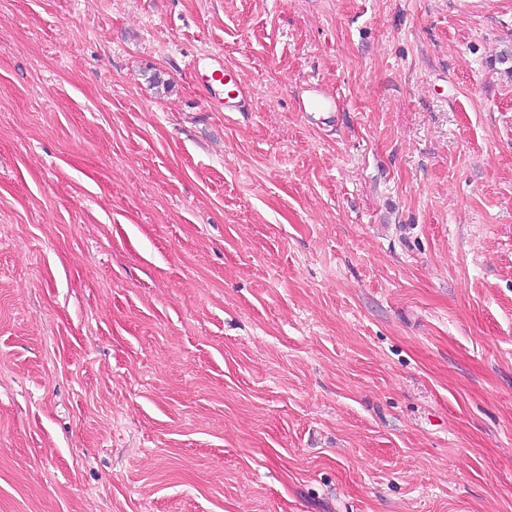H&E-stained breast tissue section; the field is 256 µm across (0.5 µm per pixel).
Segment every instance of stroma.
<instances>
[{"mask_svg":"<svg viewBox=\"0 0 512 512\" xmlns=\"http://www.w3.org/2000/svg\"><path fill=\"white\" fill-rule=\"evenodd\" d=\"M508 48L512 0H0V512H512ZM211 71L210 78L215 82H222L224 79V103L218 102L214 106L224 109V112H235L247 99V91L236 80L231 71L224 68V61L219 55L208 54L204 58ZM226 87L228 89L226 90ZM306 104L311 112H335L336 110L335 98L319 83H315L308 90Z\"/></svg>","mask_w":512,"mask_h":512,"instance_id":"stroma-1","label":"stroma"}]
</instances>
